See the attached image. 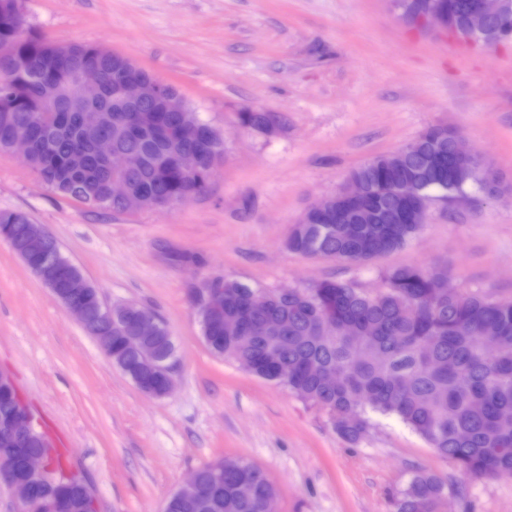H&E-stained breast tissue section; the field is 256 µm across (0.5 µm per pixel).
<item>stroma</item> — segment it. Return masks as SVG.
Returning a JSON list of instances; mask_svg holds the SVG:
<instances>
[{
  "label": "stroma",
  "mask_w": 512,
  "mask_h": 512,
  "mask_svg": "<svg viewBox=\"0 0 512 512\" xmlns=\"http://www.w3.org/2000/svg\"><path fill=\"white\" fill-rule=\"evenodd\" d=\"M28 28L66 45H102L174 85L224 136L207 189L164 210L114 212L41 183L0 152V211H21L108 304L135 302L176 344L175 388L145 395L0 238V371L97 512H161L195 470L228 456L261 468L279 512H396L413 473L448 488L447 512H512V475L474 480L396 416L367 411L355 442L287 387L215 356L192 291L206 278L264 291L335 279L367 292L391 268L444 267L449 283L512 298V197L477 187L433 200L418 234L367 264L288 250L294 224L364 162L454 127L512 187V41L459 43L400 18L389 0H21ZM272 129L242 126L245 109ZM197 264L183 262V255Z\"/></svg>",
  "instance_id": "1"
}]
</instances>
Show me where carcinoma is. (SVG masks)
Listing matches in <instances>:
<instances>
[{
    "instance_id": "carcinoma-1",
    "label": "carcinoma",
    "mask_w": 512,
    "mask_h": 512,
    "mask_svg": "<svg viewBox=\"0 0 512 512\" xmlns=\"http://www.w3.org/2000/svg\"><path fill=\"white\" fill-rule=\"evenodd\" d=\"M67 48L95 61L105 81L93 98L104 110L101 132L116 151L141 156L132 172H112V161L101 157L95 141L83 131L79 112L83 92L58 64L63 47L26 28L23 17L0 10V152L23 135L32 148V169L64 196L103 199V208L121 210L111 198L112 177L124 179L130 190L156 202H185L203 193L212 171V147L199 136L197 113L139 112L112 92L116 61L96 55V46L72 43ZM242 125L270 129L275 118L267 112L240 113ZM181 126L175 140L169 131ZM459 136L452 127H428L412 144L375 157L350 172L369 193L360 199H339V215L323 218L315 212L293 226L288 249L305 256H324L363 263L405 246L419 224H410L409 208L395 190L401 182L416 185L419 196L451 197L476 185L490 193L499 178L488 174L479 158L460 160L453 153ZM191 154L200 174L186 177L163 158ZM77 158L80 164L72 165ZM29 218L16 211L0 213V236L30 241ZM27 266H47V250L29 248L21 254ZM70 264L55 270L67 303H80L91 327L110 337L112 363L131 378L158 390L163 376L151 372L127 346L125 328L97 321L100 294L95 288L69 287ZM432 272L413 265L390 269L385 286L365 292L333 279L308 288L262 292L245 283L224 280V321L227 331L210 324L198 312L210 351L233 353L240 366L290 391L336 418L335 428L350 441L367 430L366 408L393 414L420 435L441 457L464 474L494 478L512 472V300H492L446 285L441 298L426 300ZM281 321L279 336L264 335V324ZM359 329L347 339L339 327ZM336 371L338 383L325 385L320 374ZM37 440L48 458L53 480L43 493L71 502L70 512H86L91 496L83 479L65 469L42 431ZM198 491L170 502L168 512H265L277 495L259 467L239 459H220L199 470ZM446 484L437 476L417 472L396 503L397 512H440Z\"/></svg>"
}]
</instances>
